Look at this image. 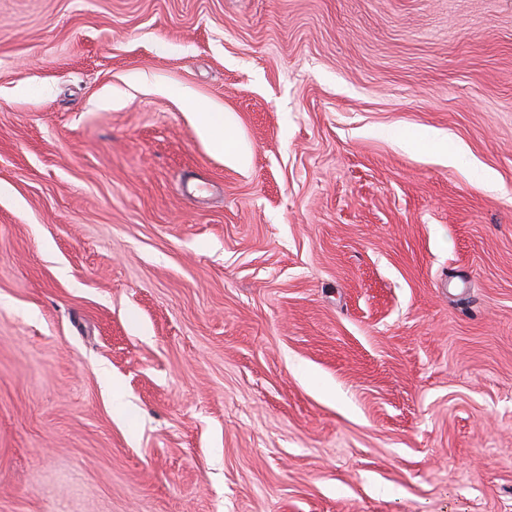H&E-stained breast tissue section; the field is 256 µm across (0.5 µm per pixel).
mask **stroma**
I'll return each instance as SVG.
<instances>
[{"label":"stroma","instance_id":"1","mask_svg":"<svg viewBox=\"0 0 512 512\" xmlns=\"http://www.w3.org/2000/svg\"><path fill=\"white\" fill-rule=\"evenodd\" d=\"M0 512H512V0H0ZM200 112H193L196 116V130L198 134L206 139L216 150L224 148V134L229 126L230 120L224 112H210L200 106Z\"/></svg>","mask_w":512,"mask_h":512}]
</instances>
